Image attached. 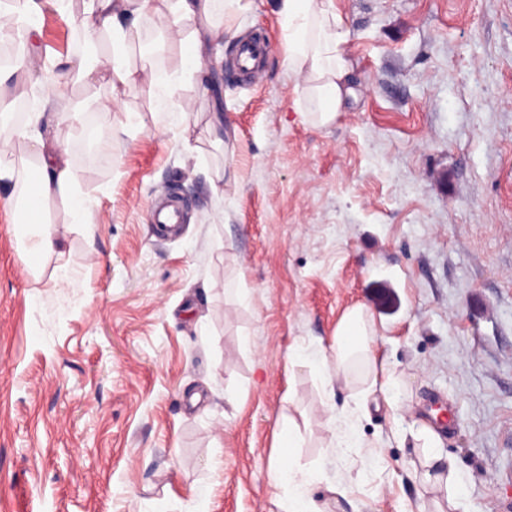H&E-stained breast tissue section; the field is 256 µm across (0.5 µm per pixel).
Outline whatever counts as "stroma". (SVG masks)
<instances>
[{
	"label": "stroma",
	"instance_id": "35a3bbf8",
	"mask_svg": "<svg viewBox=\"0 0 512 512\" xmlns=\"http://www.w3.org/2000/svg\"><path fill=\"white\" fill-rule=\"evenodd\" d=\"M334 7L354 96L330 124L302 122L276 0H252L236 24L272 43L258 74L217 42L203 86L123 131L146 89L71 84L112 149L87 165L60 134L96 217L51 205L63 260L29 268L0 186V512H282L286 417L322 512H512V0ZM40 27L42 53L73 52L68 15ZM162 194L186 204L171 231L148 221ZM356 307L373 363L327 383L293 359ZM358 393L361 441L335 447L324 408ZM433 448L462 492L428 480Z\"/></svg>",
	"mask_w": 512,
	"mask_h": 512
}]
</instances>
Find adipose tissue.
<instances>
[{"label": "adipose tissue", "instance_id": "obj_1", "mask_svg": "<svg viewBox=\"0 0 512 512\" xmlns=\"http://www.w3.org/2000/svg\"><path fill=\"white\" fill-rule=\"evenodd\" d=\"M60 10L71 13L76 26L85 34L111 37L113 46L141 41L142 19L151 14L168 17L166 41L181 49L180 69L161 76L153 57L140 64L125 62L121 54L89 59L81 51L68 55L54 66H47L34 50L38 34L40 0H11L6 13L9 25L0 24V41L18 39L21 60L8 69L0 68V85L21 74L39 84L41 93L32 102L25 121L13 135L27 152L23 163H16L12 150L0 149V185H19L13 208V223L19 235L29 237L25 258L30 267L40 260L62 254V238L52 229L50 206L62 202L71 223L91 224L95 212L91 199L82 190L66 150L60 146V127L78 130L88 104L76 103L68 109L60 104L67 96L71 79L88 84L107 83L112 88L142 86L156 100V111H167L183 86L196 80L203 60L216 40L236 38L232 23H220V16L247 10L250 0H52ZM283 21L286 60L300 77L308 99L299 114L302 120L327 124L336 119L351 93L345 85L348 33L332 0H277ZM370 357L368 328L362 309H352L336 332L331 351H319L313 358L324 378L334 368L352 360ZM299 431L289 423L279 428L281 451L274 464L277 483L287 485L288 502L284 512H319L310 494L314 474L295 469L293 448L299 447Z\"/></svg>", "mask_w": 512, "mask_h": 512}]
</instances>
